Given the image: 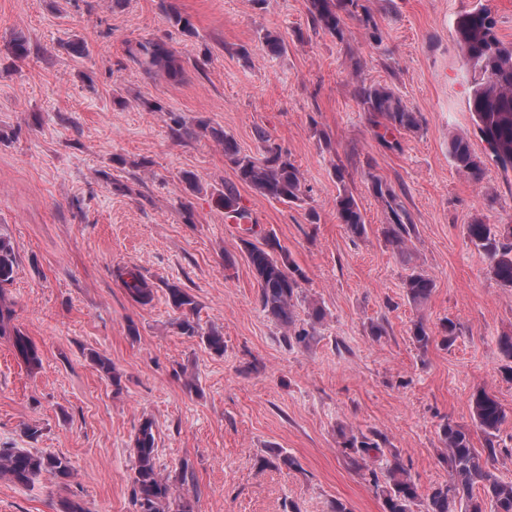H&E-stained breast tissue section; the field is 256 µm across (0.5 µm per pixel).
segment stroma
I'll use <instances>...</instances> for the list:
<instances>
[{"label": "stroma", "mask_w": 512, "mask_h": 512, "mask_svg": "<svg viewBox=\"0 0 512 512\" xmlns=\"http://www.w3.org/2000/svg\"><path fill=\"white\" fill-rule=\"evenodd\" d=\"M364 4L378 40L351 21L337 41L313 27L307 0H0V233L19 262L6 297L42 360L27 368L0 338V446L71 462L63 484L0 478V512H59L64 496L90 512H134L131 448L146 419L162 474L197 512H331L337 501L383 512L371 474L392 458L421 490L447 481L444 423L484 448L470 402L481 389L507 414L495 472L512 480V377L499 349L512 336V290L488 276L464 231L476 217L512 224V172L490 162L473 181L448 155L461 132L487 154L454 22L486 7L512 42V0ZM269 30L285 50L267 49ZM20 37L29 46L22 60L13 55ZM149 40L174 50L180 79L129 54ZM361 79L395 88L418 113L401 150L374 138L355 96ZM177 120L192 136H177ZM215 129L250 155L260 134L274 138L303 175L304 200L277 202L240 183ZM339 168L366 220L360 237L336 219ZM374 176L411 214L409 254L384 240ZM228 186L249 227L219 206ZM265 235L303 275L296 325L309 330L305 343L289 342L261 308L244 243ZM119 267L152 281L149 305L129 297ZM415 268L436 284L421 306L403 289ZM174 286L196 301L195 324L222 331L223 353L183 334ZM315 306L325 313L317 324ZM448 320L456 331L447 342ZM419 321L433 336L425 349L411 336ZM94 353L115 377L98 370ZM347 433L377 439L380 454L353 466ZM276 450L297 468L271 465Z\"/></svg>", "instance_id": "obj_1"}]
</instances>
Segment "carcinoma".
<instances>
[{"instance_id": "obj_1", "label": "carcinoma", "mask_w": 512, "mask_h": 512, "mask_svg": "<svg viewBox=\"0 0 512 512\" xmlns=\"http://www.w3.org/2000/svg\"><path fill=\"white\" fill-rule=\"evenodd\" d=\"M308 11L314 26L345 41L346 20L359 21L370 39L379 40L377 27L362 0H308ZM456 35L464 59L466 73L471 76L472 91L469 110L477 133L486 142L491 159L505 172L512 171V43L503 41L490 11L473 9L457 18ZM143 58L149 69L156 68L170 78H177L182 67L175 52L164 42H139L130 51ZM356 94L369 115L374 136L388 149L399 147L395 135L419 128L417 113L410 111L401 95L382 85L357 82ZM212 135L224 145V158L237 173L240 181L260 194L283 203L303 200L302 176L288 151L266 135H261L260 156L244 154L235 139L218 131ZM448 154L454 165L468 178L478 179L484 172L483 160L473 153L469 139L452 138ZM371 188L387 215L383 226L385 241L398 252L408 248L413 233L410 214L395 191L380 178L370 176ZM224 210L239 219L247 218L240 208L235 191L228 188L222 195ZM336 218L354 236L366 232L365 221L353 194L345 187L335 199ZM468 242L481 252L491 278L503 288H512V225L489 224L476 217L465 227ZM248 263L258 282L263 311L280 326L288 329V339L301 343L309 336L305 328H297L295 307L302 273L287 260L282 247L271 237L254 243L245 241ZM18 260L8 237L0 233V336H6L19 359L29 368L40 365L37 346L13 325V310L4 298ZM115 277L121 280L131 299L149 304L154 295L153 284L132 268H117ZM433 279L422 270L414 269L403 283L409 301L421 305L434 290ZM175 308L195 310L191 297L180 288L169 289ZM190 336L200 338L209 349L224 353V336L216 328L199 331L189 319L180 323ZM476 426L486 437V453L474 448L467 430L449 422L441 427L444 442L442 460L448 467V482L431 488L422 495L416 482L398 458L387 465L384 479L373 476L374 484L384 500L385 512H414L421 504L424 512H512V481L500 478L493 470L496 448L493 438L506 420V413L497 398L480 390L471 397ZM349 459L360 465L363 455L378 444L372 439L352 436L344 441ZM133 503L136 512H195V501L175 495L168 480L158 471L157 448L152 422L144 421L135 437ZM70 461L62 454L31 451L28 448H0V474L22 485H31L44 474L58 479L68 477Z\"/></svg>"}]
</instances>
